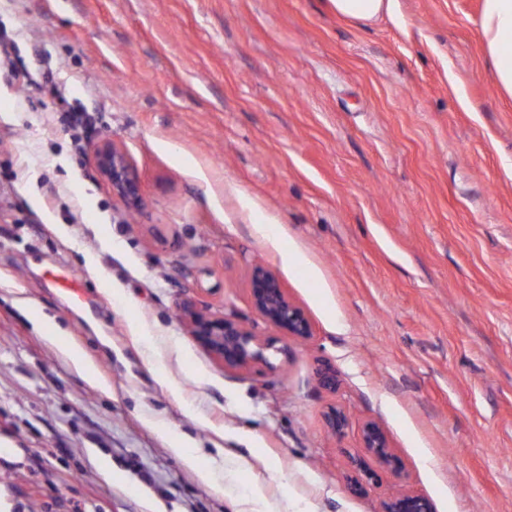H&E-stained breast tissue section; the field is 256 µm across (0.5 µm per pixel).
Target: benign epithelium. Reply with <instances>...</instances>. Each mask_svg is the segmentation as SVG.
<instances>
[{
	"mask_svg": "<svg viewBox=\"0 0 512 512\" xmlns=\"http://www.w3.org/2000/svg\"><path fill=\"white\" fill-rule=\"evenodd\" d=\"M97 167L112 191L128 211H136L142 205L143 187L138 170L125 150L107 139L96 151ZM251 303L256 313L270 325L301 340L312 336V327L302 311L287 296L279 279L266 267L256 263L252 267L250 280ZM182 320L187 323L189 335L220 364L229 368H271V355L288 356V347L277 345L270 336H260L239 320L211 311L209 305L188 301L180 306ZM318 384L325 390L336 389V371L328 366L316 370ZM327 428L336 435L343 434L346 417L332 408L325 415ZM360 443L366 457L391 469L399 468L397 457L390 451L387 438L374 422L365 423L360 431ZM366 457L352 456L350 463L355 476L351 490L357 492L365 487L372 476ZM383 512H433L431 503L418 495L400 493L385 503Z\"/></svg>",
	"mask_w": 512,
	"mask_h": 512,
	"instance_id": "1",
	"label": "benign epithelium"
}]
</instances>
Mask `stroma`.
<instances>
[{
  "mask_svg": "<svg viewBox=\"0 0 512 512\" xmlns=\"http://www.w3.org/2000/svg\"><path fill=\"white\" fill-rule=\"evenodd\" d=\"M481 3L397 0L359 24L329 0H0V512H239L256 488L271 512H382L401 489L434 512H512V100ZM105 139L140 173L135 215L96 168ZM256 262L312 338L255 312ZM191 299L289 357L225 368L179 318ZM368 421L402 468L355 494ZM223 454L237 474L210 486L197 471ZM163 435L170 450L177 455L186 466L191 468L197 466L198 458L195 450L187 445L181 435L170 431L164 432Z\"/></svg>",
  "mask_w": 512,
  "mask_h": 512,
  "instance_id": "1",
  "label": "stroma"
}]
</instances>
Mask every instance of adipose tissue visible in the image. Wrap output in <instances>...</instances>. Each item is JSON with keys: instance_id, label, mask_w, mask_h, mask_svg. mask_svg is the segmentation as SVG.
<instances>
[{"instance_id": "1", "label": "adipose tissue", "mask_w": 512, "mask_h": 512, "mask_svg": "<svg viewBox=\"0 0 512 512\" xmlns=\"http://www.w3.org/2000/svg\"><path fill=\"white\" fill-rule=\"evenodd\" d=\"M479 31L496 85L512 97V0H483Z\"/></svg>"}]
</instances>
